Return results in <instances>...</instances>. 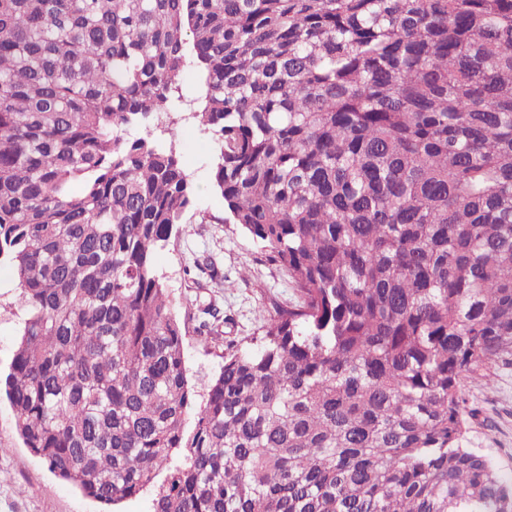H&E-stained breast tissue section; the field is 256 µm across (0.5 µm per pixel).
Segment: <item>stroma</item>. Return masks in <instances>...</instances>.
<instances>
[{
	"label": "stroma",
	"mask_w": 512,
	"mask_h": 512,
	"mask_svg": "<svg viewBox=\"0 0 512 512\" xmlns=\"http://www.w3.org/2000/svg\"><path fill=\"white\" fill-rule=\"evenodd\" d=\"M133 136L174 143L196 197L195 209L156 256L174 312L190 333L184 353L197 391H205L219 373L222 360L209 336L197 333L201 307L213 305L231 319L230 336L249 340L265 324L273 304L293 300L288 276L265 264L261 247L236 225L222 223L224 201L213 187L217 147L190 118L172 131L150 126ZM193 274H186V266ZM24 316L15 297L12 269L0 265V369H8ZM466 397L477 414L469 421L468 447L490 457L502 474L512 473V356L504 355L488 369L470 375ZM0 512H101L100 504L72 484L56 478L24 448L8 403H0Z\"/></svg>",
	"instance_id": "obj_1"
}]
</instances>
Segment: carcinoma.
Segmentation results:
<instances>
[{
	"label": "carcinoma",
	"mask_w": 512,
	"mask_h": 512,
	"mask_svg": "<svg viewBox=\"0 0 512 512\" xmlns=\"http://www.w3.org/2000/svg\"><path fill=\"white\" fill-rule=\"evenodd\" d=\"M287 273L201 402L155 265L194 192ZM24 309L0 396L109 507L512 512L464 441L465 379L512 351V0H0V262ZM154 491L147 489L140 494L124 499L121 503L113 506L114 511L120 512H152Z\"/></svg>",
	"instance_id": "1"
}]
</instances>
